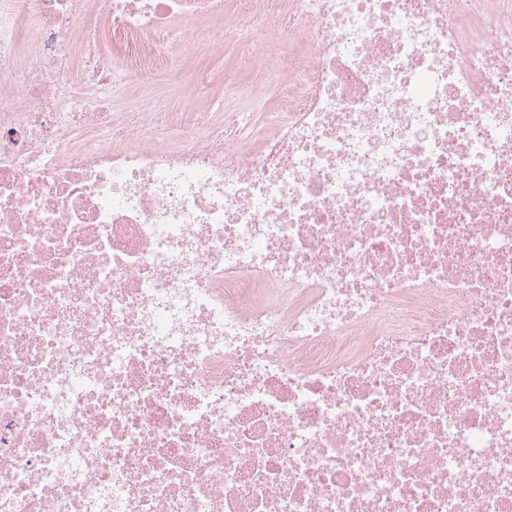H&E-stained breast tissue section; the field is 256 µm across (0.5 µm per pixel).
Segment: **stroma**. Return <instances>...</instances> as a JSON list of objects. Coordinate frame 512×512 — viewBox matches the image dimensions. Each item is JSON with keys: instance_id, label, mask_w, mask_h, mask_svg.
I'll return each mask as SVG.
<instances>
[{"instance_id": "obj_1", "label": "stroma", "mask_w": 512, "mask_h": 512, "mask_svg": "<svg viewBox=\"0 0 512 512\" xmlns=\"http://www.w3.org/2000/svg\"><path fill=\"white\" fill-rule=\"evenodd\" d=\"M218 28L201 27L193 57L170 58L158 76L165 87L191 83L192 95L202 111L220 113L239 110L250 113L255 130L266 127L270 112L276 111V91L281 85L278 71L267 79L257 77L254 62L274 60L281 47L268 46L260 34L224 41L221 55L209 52V42L218 38Z\"/></svg>"}]
</instances>
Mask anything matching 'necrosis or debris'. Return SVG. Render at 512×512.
I'll use <instances>...</instances> for the list:
<instances>
[{"label": "necrosis or debris", "mask_w": 512, "mask_h": 512, "mask_svg": "<svg viewBox=\"0 0 512 512\" xmlns=\"http://www.w3.org/2000/svg\"><path fill=\"white\" fill-rule=\"evenodd\" d=\"M226 2L0 0V512H512V0H241L264 134L113 109Z\"/></svg>", "instance_id": "1"}]
</instances>
